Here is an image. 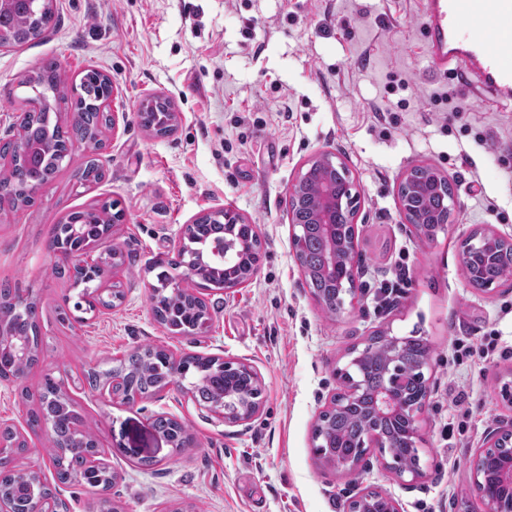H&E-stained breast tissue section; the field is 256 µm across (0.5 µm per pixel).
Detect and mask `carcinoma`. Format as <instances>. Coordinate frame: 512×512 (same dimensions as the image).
Returning <instances> with one entry per match:
<instances>
[{"label":"carcinoma","mask_w":512,"mask_h":512,"mask_svg":"<svg viewBox=\"0 0 512 512\" xmlns=\"http://www.w3.org/2000/svg\"><path fill=\"white\" fill-rule=\"evenodd\" d=\"M52 22L53 4L50 3L46 11L34 17L21 13L14 15L6 22V26L15 45L23 46L44 40ZM23 84L38 91L43 98L40 110L23 113L21 125L29 136L43 143L44 150L40 160L33 163L19 141L9 139L0 144V158L3 159L0 163V205L5 203L13 210L32 205L37 188L52 181L59 170L66 167L64 160L73 150L74 142H80L84 151L96 153L102 144L101 130L110 121L106 112L95 108L103 93L104 80L93 71L83 76L82 97L72 103L60 79L58 65L53 60L43 62ZM64 108L72 110L73 116L69 121L61 119V110ZM443 199L444 195L438 193L423 198L422 208L429 215V222L424 224L427 237L442 228ZM112 209L113 204L104 202L92 215L86 210L71 213L67 223L83 225L85 239L92 241L99 238L107 224L116 217ZM203 239H233L243 243L245 251L242 263L230 273H200L197 284L201 288L217 287L232 276L243 275L261 251L260 239L246 224L212 221L186 225L185 246L192 247ZM299 259L311 293L329 313H337L341 294L335 283L320 274L323 250L319 225H303ZM511 278L512 250L505 247L499 251L495 260L480 264L476 271L470 273L469 282L475 288H482L489 283L506 282ZM18 298V289L7 281L0 282V312L3 313L5 325V336L0 338V380L8 381L14 376H20L22 370L33 368L38 363L43 344L37 331V303L31 300L19 307L15 304ZM152 298L159 322L175 333L183 331L186 325L197 322L206 314L205 306L195 296L162 291L152 295ZM21 340L25 341L28 349L23 358L14 354V345ZM387 360V349L383 343H377L371 356L363 363L371 382L378 381ZM180 367L184 374L192 375L190 392L201 405L210 406L218 402L224 398L227 390L238 395L250 393L249 374L242 372L235 378L227 379L224 377V363L217 359L186 356L181 359ZM114 376L121 378L118 388L132 394L134 398L151 397L174 382L166 352L151 345L131 350L117 360L115 366L89 372L86 384L89 389L97 390ZM44 422L51 426L52 446L47 449V455L55 465L60 482L83 481L92 487L104 489L112 484L114 475L107 468L101 470L92 481L85 478L88 449L77 447L76 438L81 436L90 442L92 435L86 430L81 435L77 433V427L83 425L81 414L59 382L49 380L43 384L40 406L30 412L27 419L29 428L34 432ZM369 424L363 409L355 406L337 416H330L326 421L318 422L315 431L321 441H330L343 454L351 452L352 444L364 434ZM153 426L159 434L169 439L176 450H183L185 430L178 421L159 415L154 419ZM0 439L15 444L11 455L0 463V499L14 512H25L31 502L42 499H52L60 512H69L68 505L57 496L56 486L43 479L39 472L21 468L19 460L27 448L17 432L9 426L0 428Z\"/></svg>","instance_id":"obj_1"}]
</instances>
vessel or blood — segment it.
I'll return each instance as SVG.
<instances>
[{
  "label": "vessel or blood",
  "instance_id": "obj_1",
  "mask_svg": "<svg viewBox=\"0 0 512 512\" xmlns=\"http://www.w3.org/2000/svg\"><path fill=\"white\" fill-rule=\"evenodd\" d=\"M423 15L435 72L447 73L449 57H456L479 72L483 86L512 98V0H425ZM467 20L488 23L490 34L461 48L456 33Z\"/></svg>",
  "mask_w": 512,
  "mask_h": 512
}]
</instances>
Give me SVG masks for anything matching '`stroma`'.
Listing matches in <instances>:
<instances>
[{
	"instance_id": "obj_1",
	"label": "stroma",
	"mask_w": 512,
	"mask_h": 512,
	"mask_svg": "<svg viewBox=\"0 0 512 512\" xmlns=\"http://www.w3.org/2000/svg\"><path fill=\"white\" fill-rule=\"evenodd\" d=\"M424 0H53L55 31L32 47L0 50V138L9 135L28 93L20 82L55 59L65 84L86 70L109 74L118 92L117 129H103L104 179L82 187L75 153L34 205L0 210V281L36 300L45 345L40 362L0 382V425L25 434L27 461L47 480L50 431L28 434L44 375L63 380L104 459L117 475L115 512H346L366 488L392 496L401 512H485L472 491L471 461L486 435L512 424V281L495 292L465 278L461 242L474 227L512 234V99L480 88L449 62L430 65L421 34ZM447 87L469 101L452 112L433 101ZM164 94L180 120L168 136L142 128L143 96ZM330 150L343 157L361 192L357 219L361 301L332 316L311 295L292 254L288 188L301 166ZM415 164L458 185L455 223L435 237L416 235L400 216L397 183ZM115 201L124 223L111 243L124 254L115 278L122 304L85 321L60 323L76 297L55 274L51 231L74 211ZM231 209L262 242L257 275L227 291L203 292L210 327L170 333L149 302V268L171 256L184 225L204 210ZM419 338L429 348V397L421 415L418 475L388 470L378 451L355 473L322 462L312 445L322 410L340 393L352 347L375 333ZM498 340L496 352L459 359L467 337ZM151 344L174 355L232 359L259 374L263 399L247 423L223 420L169 387L122 404L88 390L85 371L101 370ZM467 394L455 405L450 390ZM470 416L447 437L459 408ZM183 424L190 448L176 452L152 421ZM138 449L151 466L129 461Z\"/></svg>"
}]
</instances>
